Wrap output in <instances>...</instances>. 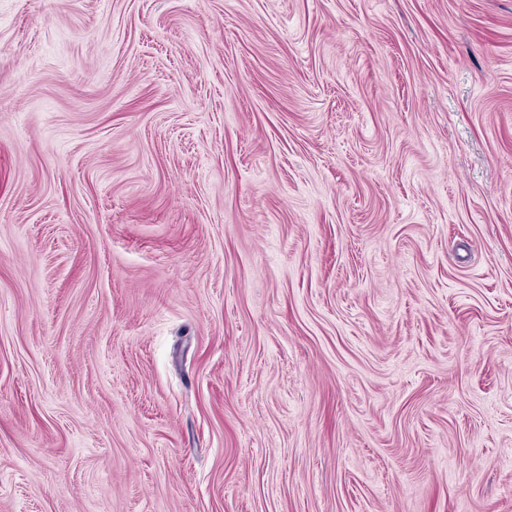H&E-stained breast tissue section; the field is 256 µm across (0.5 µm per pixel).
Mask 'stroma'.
<instances>
[{
	"label": "stroma",
	"mask_w": 512,
	"mask_h": 512,
	"mask_svg": "<svg viewBox=\"0 0 512 512\" xmlns=\"http://www.w3.org/2000/svg\"><path fill=\"white\" fill-rule=\"evenodd\" d=\"M0 512H512V0H0Z\"/></svg>",
	"instance_id": "35a3bbf8"
}]
</instances>
